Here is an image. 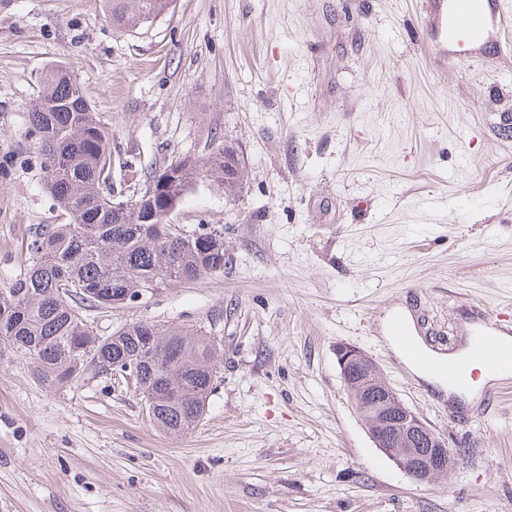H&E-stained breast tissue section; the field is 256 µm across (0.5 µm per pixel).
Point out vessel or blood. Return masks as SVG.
Wrapping results in <instances>:
<instances>
[{
    "label": "vessel or blood",
    "mask_w": 512,
    "mask_h": 512,
    "mask_svg": "<svg viewBox=\"0 0 512 512\" xmlns=\"http://www.w3.org/2000/svg\"><path fill=\"white\" fill-rule=\"evenodd\" d=\"M506 20L504 0H422L419 40L428 49L434 65L443 68L471 60V49L479 44L491 42L500 49H507L508 44L502 35ZM464 324L469 335V354L482 358L490 370L502 369L504 361L492 337L496 324L484 317L467 318ZM390 332L401 338L407 355L418 358L422 370L439 372L451 387H466L462 362L452 360L438 367L428 360L419 359L406 323H394Z\"/></svg>",
    "instance_id": "b4317fda"
}]
</instances>
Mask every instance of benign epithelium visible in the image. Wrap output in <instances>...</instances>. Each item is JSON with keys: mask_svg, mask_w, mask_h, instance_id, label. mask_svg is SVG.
<instances>
[{"mask_svg": "<svg viewBox=\"0 0 512 512\" xmlns=\"http://www.w3.org/2000/svg\"><path fill=\"white\" fill-rule=\"evenodd\" d=\"M166 189V182L156 180L146 195L130 204L142 209ZM336 356L346 389L359 386L358 401L372 409L365 425L376 447L417 483L428 484L433 474L448 472L457 450L448 447V440L426 425L387 382L374 380L379 374L375 362L362 350L347 345L339 346Z\"/></svg>", "mask_w": 512, "mask_h": 512, "instance_id": "1", "label": "benign epithelium"}]
</instances>
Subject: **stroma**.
I'll use <instances>...</instances> for the list:
<instances>
[{"label":"stroma","mask_w":512,"mask_h":512,"mask_svg":"<svg viewBox=\"0 0 512 512\" xmlns=\"http://www.w3.org/2000/svg\"><path fill=\"white\" fill-rule=\"evenodd\" d=\"M421 0H177L116 31L100 0H0V288L30 234L68 218L24 137L46 70L67 65L112 130V189L233 146L234 196L189 190L168 221L224 230V270L87 310L198 329L221 348L189 432L153 424L139 391L89 371L60 389L0 353V512H512V393L466 403L409 370L384 332L410 314L460 350L461 315L512 329V52L432 65ZM362 349L403 402L460 449L415 483L369 437L336 349Z\"/></svg>","instance_id":"stroma-1"}]
</instances>
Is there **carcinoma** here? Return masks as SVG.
<instances>
[{
	"label": "carcinoma",
	"instance_id": "1",
	"mask_svg": "<svg viewBox=\"0 0 512 512\" xmlns=\"http://www.w3.org/2000/svg\"><path fill=\"white\" fill-rule=\"evenodd\" d=\"M112 25L133 31L171 12L175 0H103ZM28 136L37 145L44 189L70 218L43 224L28 244L26 271L0 288V347L16 349L50 388L77 381L90 369L138 357L152 342V356L140 365L141 393L158 400L153 423L174 435L200 420L217 374V343L201 331L134 322L111 336H97L82 315L85 308H112V291L132 293L159 282H185L224 271V230L167 233V202L155 199L154 218L122 207L112 198V133L92 111L81 85L66 66L45 73L29 112ZM231 171L224 181V170ZM170 182L180 201L200 181L232 196L247 182L236 151L224 146L204 156L153 169L146 180Z\"/></svg>",
	"mask_w": 512,
	"mask_h": 512
}]
</instances>
